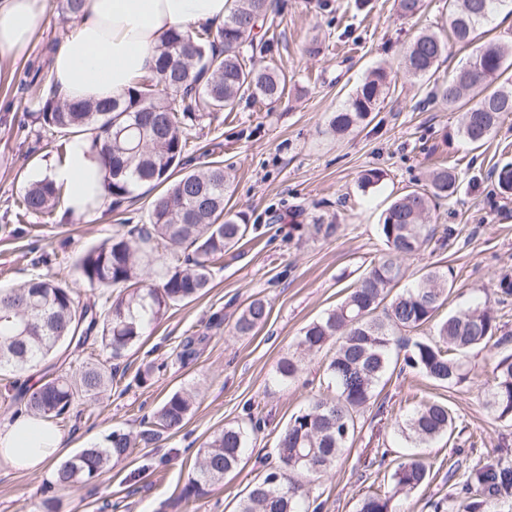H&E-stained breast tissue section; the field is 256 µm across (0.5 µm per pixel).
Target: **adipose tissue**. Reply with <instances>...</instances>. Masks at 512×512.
Here are the masks:
<instances>
[{
  "mask_svg": "<svg viewBox=\"0 0 512 512\" xmlns=\"http://www.w3.org/2000/svg\"><path fill=\"white\" fill-rule=\"evenodd\" d=\"M229 8V0H87L53 55L54 88L71 101L125 97L153 72L157 47L171 29L222 26ZM48 24L42 0H0V50L15 58L27 55L33 35ZM51 177L68 190L63 217L86 214L100 179L88 138L70 142ZM63 445L59 433L38 429L27 416L0 428V454L24 469L51 465Z\"/></svg>",
  "mask_w": 512,
  "mask_h": 512,
  "instance_id": "adipose-tissue-1",
  "label": "adipose tissue"
}]
</instances>
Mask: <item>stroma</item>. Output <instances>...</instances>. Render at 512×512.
<instances>
[{"label": "stroma", "instance_id": "35a3bbf8", "mask_svg": "<svg viewBox=\"0 0 512 512\" xmlns=\"http://www.w3.org/2000/svg\"><path fill=\"white\" fill-rule=\"evenodd\" d=\"M50 24L38 33L28 59L0 57V288L34 278L67 281L80 301L92 298L75 261L87 248L111 238L122 220L139 223L150 199L139 196L116 211L60 219L59 215L14 218V202L24 186L47 176L56 163L60 138L32 126L18 131L17 106L38 111L43 87L26 86L29 62L44 46L63 39L73 21L59 0H44ZM270 27V51L255 54L257 66L274 64L288 75V92L261 106L242 100L234 112L188 123L189 158L194 164L221 160L231 165L226 207L250 226L248 236L225 252L213 270L212 287L201 298L171 309L143 344L117 369L110 398L85 407L81 418L61 424L67 455L99 441L113 429L138 431L172 392L195 391L192 416L181 432L153 447L140 448L94 483L54 487L58 512H180L173 494L188 481L199 448L227 424L261 421L251 434L237 470L213 484L194 512H235L249 483L277 462L276 446L291 416L326 389L332 348L307 362L289 382L275 373L302 329L336 307L377 259L385 245L382 214L405 192L422 187L434 161L454 165L456 196L438 201L431 221L452 227L444 242L432 241L420 254L404 258L401 287L430 270L451 272L445 306L454 311L512 279V198L503 199L495 173L512 163V115L505 117L483 146L458 132L460 113L432 94L456 73L472 46L449 42L437 71L419 79L400 61L422 31L447 32L446 0H425L422 11L401 16L395 0H279ZM392 69L389 95L374 119L348 134L330 131L329 120L377 66ZM368 169L383 173L378 185L362 189ZM333 225L331 234L316 232ZM255 298L269 308L266 323L253 335H234L232 326ZM200 336L188 364L175 360L185 336ZM512 353V342L475 351L466 381L448 387L422 374H386L377 397L359 416L357 432L336 466L310 487L317 512H357L365 494L390 487L392 467L379 452L417 454L430 463L428 485L401 494V512H462L450 472L479 459L512 461V423L496 420L486 406L491 367ZM167 367L147 384L133 377L150 360ZM421 401L448 404L455 416L451 439L417 445L395 422ZM48 468L25 470L0 456V512H38Z\"/></svg>", "mask_w": 512, "mask_h": 512}]
</instances>
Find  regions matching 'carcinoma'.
I'll return each mask as SVG.
<instances>
[{
    "label": "carcinoma",
    "mask_w": 512,
    "mask_h": 512,
    "mask_svg": "<svg viewBox=\"0 0 512 512\" xmlns=\"http://www.w3.org/2000/svg\"><path fill=\"white\" fill-rule=\"evenodd\" d=\"M505 0H448V29L467 44L477 27ZM273 9L271 0H237L217 29L187 25L163 40L153 75L136 82L119 101H66L55 90L30 113L33 121L69 137L84 134L101 164L102 187L115 206L134 198L140 187L164 190L152 201L144 223L118 230L107 242L84 251L77 261L81 279L92 289L110 291L104 307L77 301L69 283L32 279L16 288H0V376L35 370L67 350L88 342L99 344L118 360L138 345L147 330L169 310L204 295L211 288L213 265L224 252L247 236L249 225L225 210L230 175L221 161L198 170L177 173L185 165L184 121L200 105L212 114L232 112L247 97L275 101L287 90L288 79L275 67L249 66V48L258 23ZM448 49L436 32H420L407 48L401 65L415 77L433 75ZM512 42L491 40L471 55L466 65L436 89L448 106L462 107L459 133L481 145L500 119L512 113ZM32 81L52 83L50 59L31 65ZM387 67H377L335 113L330 128L338 134L373 120L372 112L389 94ZM457 190L455 167L440 163L429 185L396 198L384 213L380 234L385 251L370 264L346 297L306 326L294 351L279 359L276 374L295 379L310 357L329 343L336 353L327 374L335 384L332 396L316 395L292 415L277 442L279 465L253 482L240 499L237 512H308L306 484L321 479L354 438L357 413L370 404L380 380L392 365L393 353L404 352L399 371L410 368L430 380L456 385L466 379L467 355L478 347L499 346L506 339L490 307V299L456 310L436 324L437 337L425 340L412 332L432 321L447 303L452 288L448 274L431 270L415 286L394 297L402 280L400 260L419 253L434 238L428 221L437 201ZM65 195L50 178L29 183L16 202V219L30 214L51 215ZM269 310L264 300H251L236 319L233 332L249 336L263 326ZM115 375L100 362L87 361L75 370L44 374L23 395H5L12 416L24 414L50 426L66 419L80 401L95 404L112 391ZM195 398L176 391L133 434L114 429L104 438L63 461L51 484L80 487L98 479L112 464L148 448L163 435L180 432ZM487 407L501 421L512 422V354L492 369ZM402 435L419 443L452 434L448 407L421 402L397 422ZM249 435L240 425H226L199 449L188 483L177 496L184 506L208 493V488L235 470ZM300 473L305 481L294 479ZM430 470L411 454L397 463L392 489L364 496L358 512H399L397 497L426 483ZM464 512H493L512 501V463L478 461L456 482Z\"/></svg>",
    "instance_id": "cac0c4a2"
}]
</instances>
